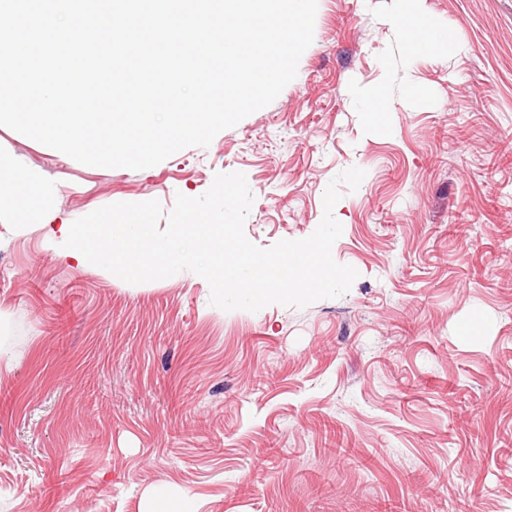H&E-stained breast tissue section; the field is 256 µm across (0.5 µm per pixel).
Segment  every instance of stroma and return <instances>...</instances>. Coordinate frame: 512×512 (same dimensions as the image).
<instances>
[{
	"label": "stroma",
	"mask_w": 512,
	"mask_h": 512,
	"mask_svg": "<svg viewBox=\"0 0 512 512\" xmlns=\"http://www.w3.org/2000/svg\"><path fill=\"white\" fill-rule=\"evenodd\" d=\"M418 8L454 41L411 60L393 0H319L269 106L147 169L0 127L74 219L244 173L262 248L309 237L329 182L366 172L334 209L359 276L305 308L225 311L193 272L132 285L0 225V512H141L155 487L196 512L512 507V0Z\"/></svg>",
	"instance_id": "stroma-1"
}]
</instances>
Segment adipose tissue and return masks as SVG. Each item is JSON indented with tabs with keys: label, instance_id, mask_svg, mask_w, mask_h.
Instances as JSON below:
<instances>
[{
	"label": "adipose tissue",
	"instance_id": "1",
	"mask_svg": "<svg viewBox=\"0 0 512 512\" xmlns=\"http://www.w3.org/2000/svg\"><path fill=\"white\" fill-rule=\"evenodd\" d=\"M416 2H394L395 16L414 58L452 39L449 32L437 29L419 11ZM0 223L20 234L42 232L47 249L79 267L118 268L136 276L147 268L172 265L181 257L180 245L186 244L195 258L205 261L208 271L223 270L221 225L206 223L192 210L183 223L171 225L164 236L143 213L120 220L108 216L95 223H72L61 210L56 181L21 154L0 156Z\"/></svg>",
	"mask_w": 512,
	"mask_h": 512
}]
</instances>
